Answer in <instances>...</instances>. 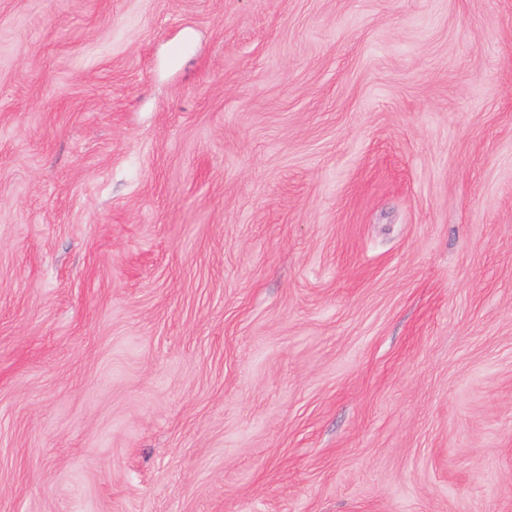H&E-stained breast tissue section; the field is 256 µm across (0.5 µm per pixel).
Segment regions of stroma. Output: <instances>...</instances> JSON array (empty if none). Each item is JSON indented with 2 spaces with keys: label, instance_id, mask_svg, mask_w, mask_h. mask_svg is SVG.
<instances>
[{
  "label": "stroma",
  "instance_id": "35a3bbf8",
  "mask_svg": "<svg viewBox=\"0 0 512 512\" xmlns=\"http://www.w3.org/2000/svg\"><path fill=\"white\" fill-rule=\"evenodd\" d=\"M0 512H512V0H0Z\"/></svg>",
  "mask_w": 512,
  "mask_h": 512
}]
</instances>
